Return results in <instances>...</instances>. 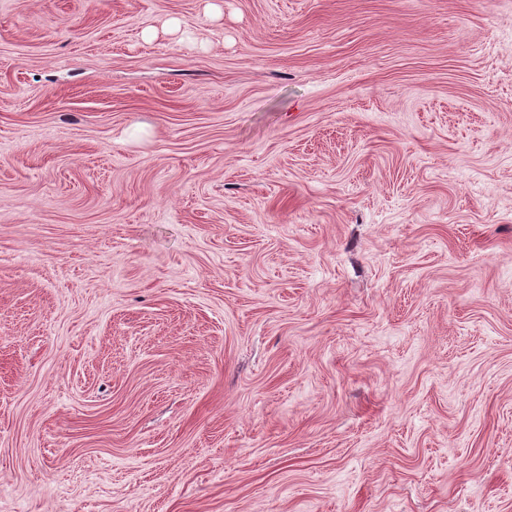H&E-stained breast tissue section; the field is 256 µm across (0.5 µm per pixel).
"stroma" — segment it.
<instances>
[{
	"label": "stroma",
	"mask_w": 512,
	"mask_h": 512,
	"mask_svg": "<svg viewBox=\"0 0 512 512\" xmlns=\"http://www.w3.org/2000/svg\"><path fill=\"white\" fill-rule=\"evenodd\" d=\"M0 512H512V0H0Z\"/></svg>",
	"instance_id": "stroma-1"
}]
</instances>
